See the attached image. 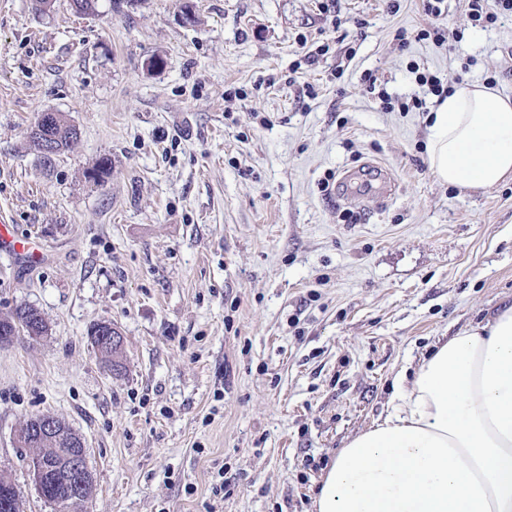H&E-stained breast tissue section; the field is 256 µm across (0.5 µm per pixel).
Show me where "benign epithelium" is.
<instances>
[{
	"instance_id": "obj_1",
	"label": "benign epithelium",
	"mask_w": 512,
	"mask_h": 512,
	"mask_svg": "<svg viewBox=\"0 0 512 512\" xmlns=\"http://www.w3.org/2000/svg\"><path fill=\"white\" fill-rule=\"evenodd\" d=\"M94 339L111 346L123 345V336L112 324L98 325ZM20 448H36L29 453L28 471L39 497L48 499L47 480L54 475L69 487L70 497L56 500L62 512H74L93 487V474L87 462L88 448L80 434L51 414L40 415L21 426L17 435Z\"/></svg>"
}]
</instances>
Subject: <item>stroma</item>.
Wrapping results in <instances>:
<instances>
[{
	"instance_id": "stroma-1",
	"label": "stroma",
	"mask_w": 512,
	"mask_h": 512,
	"mask_svg": "<svg viewBox=\"0 0 512 512\" xmlns=\"http://www.w3.org/2000/svg\"><path fill=\"white\" fill-rule=\"evenodd\" d=\"M444 7L460 41L402 48L422 0H0V215L32 250H0V315L49 326L0 346V473L23 512H54L16 445L36 414L84 438L88 512H314L398 377L512 302V179L439 183L425 113L363 90L371 72L411 95L416 64L512 97V19ZM45 111L78 130L48 168ZM376 164L389 197L321 188ZM103 321L116 374L88 336ZM113 331H115V335H113ZM95 335L96 336H92V340H98L108 346L112 347L113 344H116L118 346L123 345V336H121L119 331L114 326H112V323H100L96 329ZM92 346H94V344ZM94 349L99 355L101 362L103 364L107 366L109 365V363L112 364V369H114V371H118L119 368L122 369V347L120 349L112 347V349L110 348L104 351H99L94 346Z\"/></svg>"
}]
</instances>
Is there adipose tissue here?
<instances>
[{
    "label": "adipose tissue",
    "instance_id": "1",
    "mask_svg": "<svg viewBox=\"0 0 512 512\" xmlns=\"http://www.w3.org/2000/svg\"><path fill=\"white\" fill-rule=\"evenodd\" d=\"M437 181L488 188L512 177V99L481 82L427 118ZM316 512H512V304L437 345L389 412L328 466Z\"/></svg>",
    "mask_w": 512,
    "mask_h": 512
}]
</instances>
